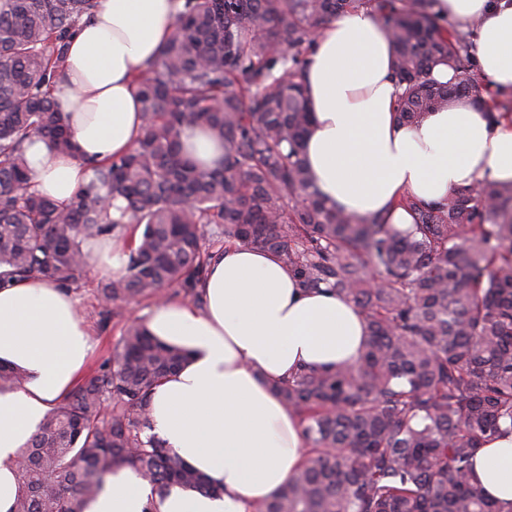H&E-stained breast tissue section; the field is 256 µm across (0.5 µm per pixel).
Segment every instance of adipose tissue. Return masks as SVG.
<instances>
[{"label":"adipose tissue","mask_w":512,"mask_h":512,"mask_svg":"<svg viewBox=\"0 0 512 512\" xmlns=\"http://www.w3.org/2000/svg\"><path fill=\"white\" fill-rule=\"evenodd\" d=\"M183 0H98L70 39L53 96L78 150L34 140L27 157L34 189L66 204L95 163L127 153L143 126L135 75L156 62ZM460 24L479 20L476 56L491 88L512 92V0H435ZM394 43L369 9L332 20L315 38L303 82L312 113L303 144L309 175L331 205L409 228L400 201H440L486 179L512 181V121L492 122L466 98L404 124ZM200 170L221 163L224 145L204 127L184 131ZM201 304L167 301L145 320L187 363L151 398L154 431L215 485L160 494L134 469L114 468L85 512H253L298 472L305 450L299 418L275 395L304 368L355 362L368 328L354 303L301 288L273 253L228 246L215 252L199 287ZM92 351L71 292L32 276L0 284V363L24 384L0 393V512H14L17 460L39 424L76 384ZM474 477L512 512V433L485 445Z\"/></svg>","instance_id":"ef3b65f1"}]
</instances>
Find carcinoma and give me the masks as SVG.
Listing matches in <instances>:
<instances>
[{
	"instance_id": "carcinoma-1",
	"label": "carcinoma",
	"mask_w": 512,
	"mask_h": 512,
	"mask_svg": "<svg viewBox=\"0 0 512 512\" xmlns=\"http://www.w3.org/2000/svg\"><path fill=\"white\" fill-rule=\"evenodd\" d=\"M434 0H184L160 58L137 81L143 131L125 155L60 206L30 191L34 135L75 150L51 96L67 43L97 0H0V282L38 275L76 290L88 247L130 233L125 272L100 282L104 321L181 289L197 304L212 253L228 242L270 251L309 290L363 313L352 364L301 370L279 389L303 423L300 472L255 512H503L473 476L474 456L512 431V183L484 180L439 202L404 199L411 230L324 201L302 159L312 123L302 72L313 38L339 14L374 11L395 45L409 124L475 90L476 25L437 24ZM442 63L445 85L430 76ZM224 141L199 170L184 129ZM121 199L110 217L101 197ZM186 352L127 322L112 359L43 420L17 462L14 512H84L103 478L136 469L158 492H213L152 433L151 393ZM25 375L0 365V393Z\"/></svg>"
}]
</instances>
